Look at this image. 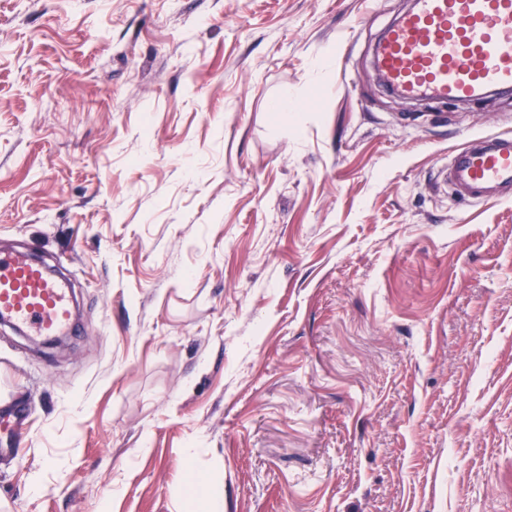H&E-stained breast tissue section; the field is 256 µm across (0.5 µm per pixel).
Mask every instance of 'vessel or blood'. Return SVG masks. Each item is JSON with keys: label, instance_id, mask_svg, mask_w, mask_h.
<instances>
[{"label": "vessel or blood", "instance_id": "vessel-or-blood-1", "mask_svg": "<svg viewBox=\"0 0 512 512\" xmlns=\"http://www.w3.org/2000/svg\"><path fill=\"white\" fill-rule=\"evenodd\" d=\"M374 65L393 94L425 102L471 104L512 92V0H412L374 46ZM467 202L496 203L512 192V136L467 139L443 172ZM0 322L57 337L73 322L71 287L25 252L0 251ZM27 416L0 407V455Z\"/></svg>", "mask_w": 512, "mask_h": 512}]
</instances>
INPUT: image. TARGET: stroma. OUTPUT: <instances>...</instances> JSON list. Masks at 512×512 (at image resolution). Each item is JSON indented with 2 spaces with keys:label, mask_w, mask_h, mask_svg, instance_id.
I'll return each mask as SVG.
<instances>
[{
  "label": "stroma",
  "mask_w": 512,
  "mask_h": 512,
  "mask_svg": "<svg viewBox=\"0 0 512 512\" xmlns=\"http://www.w3.org/2000/svg\"><path fill=\"white\" fill-rule=\"evenodd\" d=\"M409 6L0 0V250L79 302L0 326V512H512V200L441 175L512 97L388 92ZM27 416V409L24 405L12 404L0 407V455L9 454L13 448L6 444L11 442L12 435L17 428L23 423Z\"/></svg>",
  "instance_id": "stroma-1"
}]
</instances>
